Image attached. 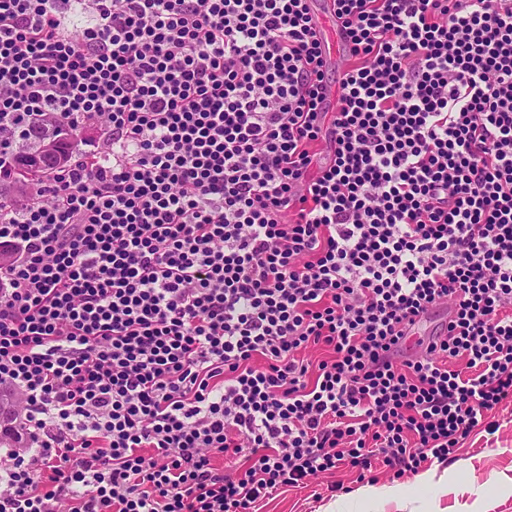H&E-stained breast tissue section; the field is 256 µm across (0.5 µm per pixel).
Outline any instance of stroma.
<instances>
[{
  "label": "stroma",
  "mask_w": 512,
  "mask_h": 512,
  "mask_svg": "<svg viewBox=\"0 0 512 512\" xmlns=\"http://www.w3.org/2000/svg\"><path fill=\"white\" fill-rule=\"evenodd\" d=\"M497 430H475L446 462H433L428 485L416 473L400 480L402 494L381 496L389 486L379 477V494L362 498L355 473L343 467L310 480L307 486L284 488L260 501L258 512H512V404L495 414Z\"/></svg>",
  "instance_id": "obj_1"
}]
</instances>
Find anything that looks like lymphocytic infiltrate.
<instances>
[{
    "label": "lymphocytic infiltrate",
    "mask_w": 512,
    "mask_h": 512,
    "mask_svg": "<svg viewBox=\"0 0 512 512\" xmlns=\"http://www.w3.org/2000/svg\"><path fill=\"white\" fill-rule=\"evenodd\" d=\"M312 2L0 0V178L101 133L0 196V512H255L512 403V0H332L338 74Z\"/></svg>",
    "instance_id": "lymphocytic-infiltrate-1"
}]
</instances>
